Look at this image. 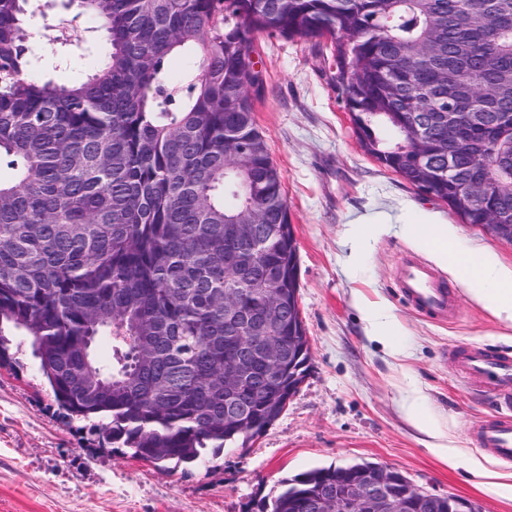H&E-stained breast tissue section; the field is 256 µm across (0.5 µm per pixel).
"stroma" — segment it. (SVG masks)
<instances>
[{
  "label": "stroma",
  "instance_id": "35a3bbf8",
  "mask_svg": "<svg viewBox=\"0 0 512 512\" xmlns=\"http://www.w3.org/2000/svg\"><path fill=\"white\" fill-rule=\"evenodd\" d=\"M61 18L83 48L70 66L47 65L39 74L72 83L96 66L103 34L88 15L50 0L29 22L32 49L46 24ZM253 49L263 76L254 119L281 175L297 239L299 306L311 346L305 381L250 447L226 449L207 468L166 469L115 454L91 422L60 416L30 337L14 336L12 361L0 366V512H258L284 480L357 463L397 468L429 492L476 501L482 512H512V462L472 441L494 397L451 358L468 346L512 351V321L480 301L453 263L421 249L406 227L447 225L463 251L492 254L508 271L512 243L463 223L363 151L332 80L329 42L263 32ZM404 257L431 264L453 285L452 318L430 320L401 298ZM370 311L397 323L392 344L370 336ZM414 398L444 444L479 459L487 476L450 467L429 450L408 419Z\"/></svg>",
  "mask_w": 512,
  "mask_h": 512
}]
</instances>
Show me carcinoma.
Here are the masks:
<instances>
[{"label": "carcinoma", "instance_id": "carcinoma-1", "mask_svg": "<svg viewBox=\"0 0 512 512\" xmlns=\"http://www.w3.org/2000/svg\"><path fill=\"white\" fill-rule=\"evenodd\" d=\"M77 2L107 49L84 81L58 84L29 76L41 55L26 19L46 4L0 0V364L10 336L31 337L64 417L95 422L113 452L205 464L275 422L288 381L306 376L308 338L285 317L281 362L254 352L224 389L239 337L269 339L259 283L278 275L299 314L294 228L253 116L256 33L330 39L364 151L464 223L512 225V0ZM46 30L45 54L81 49L69 29ZM178 52L201 65L171 84ZM450 112L478 125L450 141ZM476 180L478 203L465 192ZM248 222L261 245L240 235ZM359 467L302 473L259 512H298Z\"/></svg>", "mask_w": 512, "mask_h": 512}]
</instances>
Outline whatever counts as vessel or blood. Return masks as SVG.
Here are the masks:
<instances>
[{
	"label": "vessel or blood",
	"mask_w": 512,
	"mask_h": 512,
	"mask_svg": "<svg viewBox=\"0 0 512 512\" xmlns=\"http://www.w3.org/2000/svg\"><path fill=\"white\" fill-rule=\"evenodd\" d=\"M399 288L405 301L424 316L441 321L455 311L445 282L426 263L402 258ZM459 371L498 396L495 414L479 421L474 441L491 455L512 461V352L489 347H471L455 355Z\"/></svg>",
	"instance_id": "obj_1"
}]
</instances>
